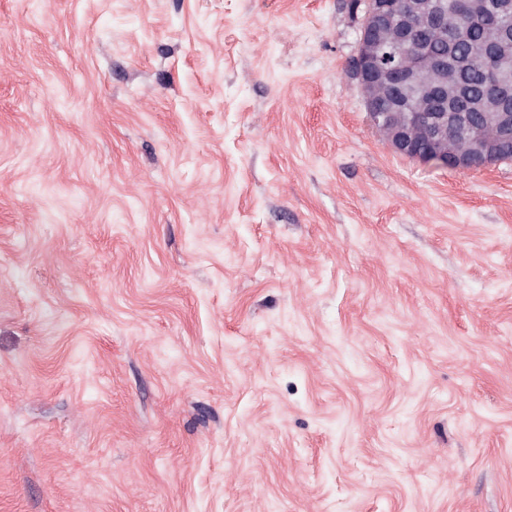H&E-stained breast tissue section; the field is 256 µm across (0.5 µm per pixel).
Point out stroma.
<instances>
[{
    "label": "stroma",
    "instance_id": "stroma-1",
    "mask_svg": "<svg viewBox=\"0 0 512 512\" xmlns=\"http://www.w3.org/2000/svg\"><path fill=\"white\" fill-rule=\"evenodd\" d=\"M349 3L0 0V512H512V163Z\"/></svg>",
    "mask_w": 512,
    "mask_h": 512
}]
</instances>
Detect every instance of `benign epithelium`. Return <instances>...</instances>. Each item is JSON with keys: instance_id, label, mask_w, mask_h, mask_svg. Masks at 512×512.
Segmentation results:
<instances>
[{"instance_id": "obj_1", "label": "benign epithelium", "mask_w": 512, "mask_h": 512, "mask_svg": "<svg viewBox=\"0 0 512 512\" xmlns=\"http://www.w3.org/2000/svg\"><path fill=\"white\" fill-rule=\"evenodd\" d=\"M353 79L372 127L385 130L391 149L423 165L459 171L485 169L512 152V0H486L463 11L471 26L495 29L498 40L469 58L489 77L484 89L486 123L465 106L448 111L447 84L437 76L448 58L432 54L424 40L444 43L448 16L441 0H359Z\"/></svg>"}]
</instances>
